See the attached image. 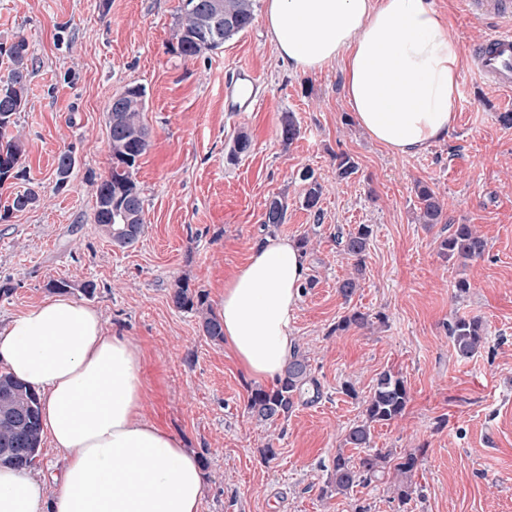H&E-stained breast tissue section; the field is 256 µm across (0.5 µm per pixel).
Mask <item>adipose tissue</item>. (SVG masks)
Masks as SVG:
<instances>
[{
    "instance_id": "adipose-tissue-1",
    "label": "adipose tissue",
    "mask_w": 512,
    "mask_h": 512,
    "mask_svg": "<svg viewBox=\"0 0 512 512\" xmlns=\"http://www.w3.org/2000/svg\"><path fill=\"white\" fill-rule=\"evenodd\" d=\"M279 60L313 72L338 61L345 97L372 140L415 154L447 136L459 99L460 48L433 0H265ZM305 280L288 238L264 237L224 283V343L257 381L281 375L296 347ZM0 363L41 397L43 428L66 459L59 481L0 468V512H200L197 456L143 415L142 360L93 307L58 295L0 329Z\"/></svg>"
}]
</instances>
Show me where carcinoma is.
Returning a JSON list of instances; mask_svg holds the SVG:
<instances>
[{
  "label": "carcinoma",
  "mask_w": 512,
  "mask_h": 512,
  "mask_svg": "<svg viewBox=\"0 0 512 512\" xmlns=\"http://www.w3.org/2000/svg\"><path fill=\"white\" fill-rule=\"evenodd\" d=\"M255 0H184L178 19L176 51L184 57H197L224 45L227 39L245 31L254 20ZM0 56L10 63L7 75L0 77V184L9 179L26 176L23 157L25 143L13 133L16 115L24 103V93L30 76L29 44L25 37L0 42ZM124 109L121 123L124 136H109L112 165L108 173L96 184V208L94 221L99 224L112 242L121 248L137 244L143 234L142 213L144 200L134 169L139 157L147 150V129L142 123L145 108V91L140 86H129L124 91ZM300 127L293 113L284 114L280 122V137L284 143H292L299 135ZM336 173L345 179L356 171L352 158L344 153L335 156ZM72 151L59 154L57 159V188L63 189L74 167ZM305 192L301 205L309 211L320 212L322 186L314 173L302 174ZM420 203V223L440 224L443 208L432 189L417 186ZM36 202V193L28 189L15 195L8 209L23 211ZM133 205L136 219L132 234L125 230V211ZM288 203L274 197L266 204L263 224L277 227L285 223ZM373 233L369 224H360L341 239L343 252L362 265L368 241ZM441 255L447 259L470 260L485 251L484 241L470 224H454L448 237L439 245ZM170 299L179 310L201 314L204 336L212 342L224 341V332L217 315L204 309L205 294L184 284L172 289ZM367 314L351 310L342 316L336 329L345 331L351 326H363ZM457 355L473 356L486 339L483 322L478 318L457 317L448 325ZM319 398V385L311 374V365L305 354L295 351L292 360L281 376L269 389L255 388L248 396L247 408L260 422L274 423L285 420L295 410L296 404L307 394ZM409 401L404 380L392 373L383 372L369 398L364 402V421L349 428L345 442L350 448H368L371 442V424L390 422L402 416ZM42 421L38 394L19 382L9 372H0V466L29 469L34 465L42 441ZM418 451L398 455L390 451L367 453L355 459L342 452L336 453L322 494H346L357 487H367L371 482L393 471L396 481L394 492L401 502L412 494V477L419 464Z\"/></svg>",
  "instance_id": "1"
}]
</instances>
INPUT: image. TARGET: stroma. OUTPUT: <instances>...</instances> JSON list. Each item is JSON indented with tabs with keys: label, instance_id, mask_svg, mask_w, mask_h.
<instances>
[{
	"label": "stroma",
	"instance_id": "obj_1",
	"mask_svg": "<svg viewBox=\"0 0 512 512\" xmlns=\"http://www.w3.org/2000/svg\"><path fill=\"white\" fill-rule=\"evenodd\" d=\"M459 41L457 119L425 150L396 156L360 129L344 92V73L288 69L266 35L262 12L246 31L194 58L175 51L181 0H0V42L24 36L31 75L17 127L26 179L0 184V328L52 296L53 282L74 284L73 300L97 309L110 330L142 352L144 414L182 440L202 464L200 512H512V94L473 71L475 51L496 24L464 0H434ZM262 80L254 110L224 109V82L237 66ZM131 85L144 88L149 146L135 179L143 191L145 231L131 248L113 245L94 221V181L111 166L108 105ZM300 135L279 136L283 113ZM252 140L234 156L240 134ZM76 165L56 190V157ZM357 171L338 180L334 157ZM314 170L323 187L319 212L300 204L299 174ZM444 205L443 223L417 220V183ZM35 188L40 201L9 211ZM274 197L288 204L278 235L307 239L306 272L293 333L320 396L269 425L247 412L257 381L224 343L204 336L198 314L172 306L176 285L203 291L216 309L224 282L266 236L263 214ZM371 225L362 269L336 243L338 232ZM452 224L474 225L481 257L448 260L439 243ZM357 276L344 299L339 282ZM464 279L468 293L454 284ZM91 281L93 295L78 289ZM364 326L337 330L349 309ZM480 318L488 335L473 357L457 356L454 318ZM405 381L403 415L371 427V446L421 450L414 493L399 503L389 478L348 495H323L344 435L363 418L378 376ZM353 395H346L345 386ZM273 445L277 456L265 461Z\"/></svg>",
	"mask_w": 512,
	"mask_h": 512
}]
</instances>
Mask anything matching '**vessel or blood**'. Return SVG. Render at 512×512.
Masks as SVG:
<instances>
[{"instance_id":"obj_1","label":"vessel or blood","mask_w":512,"mask_h":512,"mask_svg":"<svg viewBox=\"0 0 512 512\" xmlns=\"http://www.w3.org/2000/svg\"><path fill=\"white\" fill-rule=\"evenodd\" d=\"M475 9L497 14L500 26L491 32L475 54L474 70L482 78L497 85L502 90L512 92V0H476ZM246 78L253 87H260L261 81L247 68H238L233 79L224 84V109L239 111L241 106L258 107L262 99L253 96L246 103L234 102L233 93L236 81Z\"/></svg>"}]
</instances>
